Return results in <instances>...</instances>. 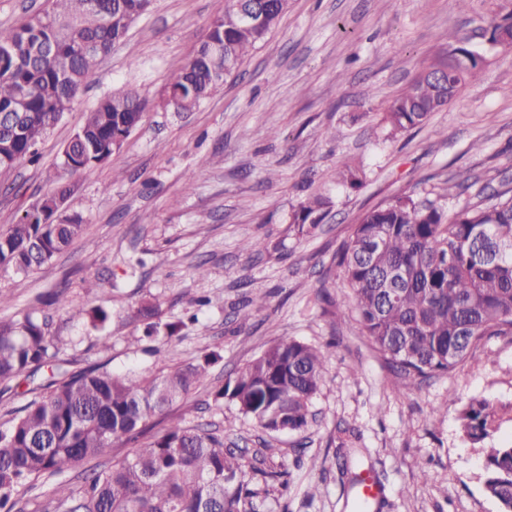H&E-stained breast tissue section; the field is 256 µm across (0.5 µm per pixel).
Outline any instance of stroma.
Instances as JSON below:
<instances>
[{"label":"stroma","mask_w":512,"mask_h":512,"mask_svg":"<svg viewBox=\"0 0 512 512\" xmlns=\"http://www.w3.org/2000/svg\"><path fill=\"white\" fill-rule=\"evenodd\" d=\"M226 5L152 0L40 141L38 163L0 173L3 231L60 184V147L101 98L136 90L151 101L111 162L71 176L66 209L82 217V237L30 275H0V320L42 304L67 372L145 374L159 364L140 339L138 307L159 303L166 322L196 314L169 362L212 350L222 358L171 413L218 431L248 458L276 448L264 464L273 490L257 512H350L338 463L353 456L372 463L383 484L380 512H499L460 413L474 398L512 403V336L485 339L452 373L405 390L352 319L336 255L362 214L393 197L457 209L512 187V47L489 41L491 21L512 11V0H289L237 77L194 111L158 106L169 74ZM449 31L483 56L482 69L422 127L390 137L382 121L390 101L435 61ZM348 166L363 170L362 187L339 182ZM457 180L459 194L449 195ZM311 193L332 206L303 235L289 216ZM250 239L262 249L243 250ZM257 288L264 308L238 313ZM200 296L210 305L196 307ZM99 303L110 315L104 330L69 314ZM283 338L330 346L333 356L307 428L270 436L212 393Z\"/></svg>","instance_id":"stroma-1"}]
</instances>
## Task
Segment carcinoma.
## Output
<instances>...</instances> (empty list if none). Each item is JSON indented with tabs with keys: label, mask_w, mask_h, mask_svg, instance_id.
<instances>
[{
	"label": "carcinoma",
	"mask_w": 512,
	"mask_h": 512,
	"mask_svg": "<svg viewBox=\"0 0 512 512\" xmlns=\"http://www.w3.org/2000/svg\"><path fill=\"white\" fill-rule=\"evenodd\" d=\"M150 0H52L50 9L21 24L0 28V113L24 112L19 126L0 127V171L34 160L36 146L69 111L82 88L93 82L112 46L145 13ZM289 0H256L254 21L229 22L232 6L212 20L205 40L171 73L160 105L192 112L229 78L238 75L250 51L265 41L288 11ZM432 70L448 71L452 89L419 75L390 102L383 122L393 137L422 125L447 106L482 67L473 57L456 72L448 47L466 50L455 33ZM148 106L137 92L101 99L77 130V142L59 166L89 175L118 153L141 126ZM71 187L40 197L43 206L25 211L0 233V272L28 274L49 264L82 236L77 215L54 210ZM331 206L310 194L293 210L299 230L311 231ZM338 266L351 288L356 321L376 349L407 378L453 371L487 336L512 335V196L447 214L424 199L398 197L367 211L340 253ZM145 335L159 333L160 306L138 310ZM92 328L107 313L81 309ZM47 317L0 320V383L32 382L51 366L59 342L48 336ZM221 354L196 363L169 365L161 357L155 373L90 371L62 381L29 402L0 428V512H19L14 493L42 476L59 475L92 457H109L117 440L135 442L145 425L165 417L178 399L202 384ZM331 353L294 339H281L237 369L216 388L214 402L229 401L265 434L306 428ZM512 403L471 401L461 430L473 444L492 439ZM485 493L512 512V445L483 447ZM224 439L184 418L172 420L153 441L85 477L54 489L46 512H253L268 494L267 473L252 468Z\"/></svg>",
	"instance_id": "1"
}]
</instances>
